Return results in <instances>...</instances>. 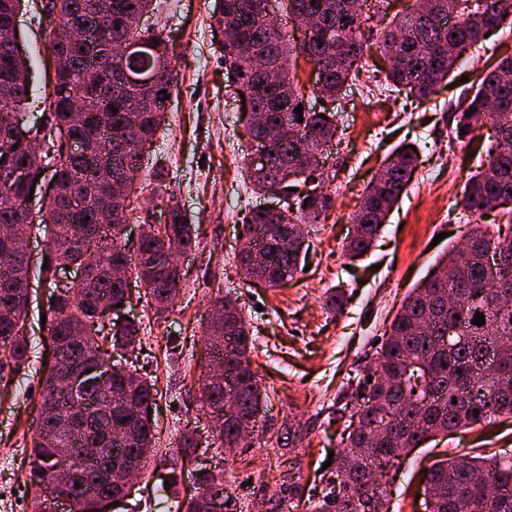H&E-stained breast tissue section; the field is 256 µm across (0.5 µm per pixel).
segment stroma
Returning <instances> with one entry per match:
<instances>
[{
  "label": "stroma",
  "instance_id": "35a3bbf8",
  "mask_svg": "<svg viewBox=\"0 0 512 512\" xmlns=\"http://www.w3.org/2000/svg\"><path fill=\"white\" fill-rule=\"evenodd\" d=\"M214 0H157L142 17L143 26L159 29L181 60L174 74L162 129L154 145L158 165L142 170L145 185L137 215L125 227L136 237L148 212L177 201L198 244L181 256L183 284L165 311L155 312L144 288L133 287L113 321L141 323L142 353L118 351L112 361L138 369L154 384L158 443L129 497L112 512H170L197 490L194 469L220 470L232 497L230 512H271L300 484L315 497L327 473L322 465L341 446L343 426L336 403L347 381L356 379L371 359L376 342L410 288L432 269L448 246L462 241L474 222L489 232L512 235L503 208L474 218L459 199L471 173L487 157L489 128L456 140L453 116L472 80L496 60L512 55V24L466 53L451 85L439 86L424 101L356 81L339 96V138L325 150V165L335 173L336 206L306 225L310 244L306 271L279 287L248 282L239 276L236 256L242 246L243 219L268 205L255 194L240 168L252 146L245 132L239 96L230 94L219 36L210 18ZM55 26L40 0H24L18 29L33 87L30 110L41 114L51 90L46 44ZM428 142L406 192L388 216L370 251L351 261L343 243L353 230L352 216L364 187L402 144ZM346 297L334 311L327 297ZM224 296L241 304L255 348L251 368L266 400L239 448H221L217 416L200 395L205 376L203 331L212 302ZM46 300L29 320L35 354L29 367L12 376L0 398V512H32L33 494L24 481L25 450L35 431L40 376L50 344L41 327ZM193 433L201 457L182 468L180 440ZM471 451L512 455V418L477 424L430 438L398 464L389 484L390 512H426L425 477L437 462ZM182 477L169 483L171 470Z\"/></svg>",
  "mask_w": 512,
  "mask_h": 512
}]
</instances>
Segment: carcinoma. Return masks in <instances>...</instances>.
Listing matches in <instances>:
<instances>
[{
	"mask_svg": "<svg viewBox=\"0 0 512 512\" xmlns=\"http://www.w3.org/2000/svg\"><path fill=\"white\" fill-rule=\"evenodd\" d=\"M361 0H216L215 28L231 30L219 41L228 87L248 97L260 120L245 126L248 138L266 147L268 169L242 161L254 192L272 185L298 188L310 180L312 194L292 193L296 206L277 213L256 208L246 215L251 249L237 256L242 275L274 288L293 278L309 249L303 224L317 220L335 206L332 179L315 176L317 156L335 140L334 111L303 110L298 122L295 107L304 103L292 59L302 55L318 72L314 91L334 98L358 75L366 49V19ZM153 0H49L58 11V28L49 42L58 65L53 93L42 113L47 124L43 139L53 152L50 179L71 195L44 201L37 182L48 163L29 146L9 139L16 113L29 98L26 61L0 44V226L15 227L16 209L25 206L43 216L23 229L48 239L42 262L30 267L12 258L0 239V383L4 372H18L33 357L26 334L30 304L24 284L31 278L50 288V340L62 362L50 360L42 375L40 405L28 451L25 485L34 490L33 512H49L51 480L61 466L53 445V425L75 420L66 444L71 448L68 470L78 475L69 489L71 512H93L94 497L118 489L107 481L126 457L147 458L155 444V421L148 409L155 405V388L131 372L114 376L112 354L99 343L98 333L111 325L103 339L115 349L135 350L140 324L116 323L96 308L97 300H126L123 284L113 271L127 267L162 309L175 300L180 277L167 264L172 251L196 246L192 227L170 206L166 221L150 228L135 251L127 248L124 224L132 210L122 201L103 200L104 178L113 169L135 181L144 156L162 124V113L143 98L165 100L174 80V55L160 30L139 27ZM299 19L302 39L290 43L276 25L277 13ZM112 16V26L97 27L99 15ZM512 16V0H418L410 13L394 15L381 32L380 49L391 60L387 84L399 93L427 99L457 71L465 52L497 30ZM81 25L97 31V41L79 44L67 28ZM141 45L140 54L125 60L101 55L99 45L111 41ZM279 63V78L268 81V59ZM117 112H112V109ZM288 122L301 131L298 140L285 141L273 131ZM454 134L463 140L478 125L493 130L492 153L468 179L460 205L472 216L512 201V55L485 69L475 89L455 113ZM62 126L80 136L83 148L71 151L54 136ZM465 133H460V130ZM418 153L401 149L390 156L364 189L354 217L355 235L345 245L354 259L371 247L384 220L404 194ZM16 163L28 166L25 186L10 180ZM262 264L251 260V250ZM512 253V237H492L481 224L471 226L468 246H451L436 263L434 274L411 289L391 321L380 349L363 367L358 388L348 387L347 398L358 415L336 454V466L316 512H368V501L387 498L388 488L370 483V468L388 471L391 464L436 433L472 426L498 416H512V269H502L496 256ZM76 266L85 271L80 281L61 285L57 271ZM224 309V323L206 326L205 351L224 360L233 383L237 416L224 420L221 444L233 448L238 425L254 420L265 401L251 369L254 339L237 303ZM485 324L472 323L476 313ZM80 378L73 393L59 383L58 370ZM86 448L99 449L90 459ZM199 490L205 496L224 495V473L199 470ZM427 512H512V457L506 454H461L444 460L426 477Z\"/></svg>",
	"mask_w": 512,
	"mask_h": 512,
	"instance_id": "1",
	"label": "carcinoma"
}]
</instances>
